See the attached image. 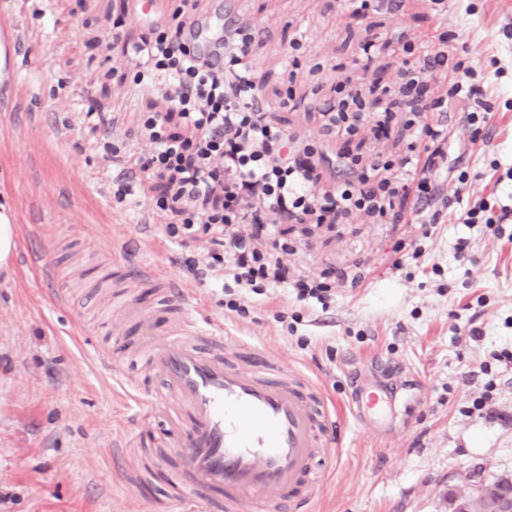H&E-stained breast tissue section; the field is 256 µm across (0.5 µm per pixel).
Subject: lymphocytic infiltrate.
Wrapping results in <instances>:
<instances>
[{"label": "lymphocytic infiltrate", "mask_w": 512, "mask_h": 512, "mask_svg": "<svg viewBox=\"0 0 512 512\" xmlns=\"http://www.w3.org/2000/svg\"><path fill=\"white\" fill-rule=\"evenodd\" d=\"M252 35L242 25L225 27L218 39L221 63H214L181 40L176 28L154 27L147 38L125 49L134 59L135 83L163 81L168 113L149 112L141 132L153 146L136 164L146 177L173 184L155 206L176 216L169 237L208 235L210 248L201 260V275L230 278L223 305L244 312L249 294L286 288L301 301L329 308L336 297V274L313 278L291 268L293 248L286 225L308 220L333 223L355 213L383 224L406 221L404 199L419 205L439 195L436 175L449 169L448 129L442 112L458 111L472 138L488 135L493 120L491 97L501 70L476 73L450 55L447 35L427 51L415 69L388 93L385 107L373 108L369 92L337 86L336 100L321 109L327 126L345 140L369 119L376 140L389 138L397 124L413 128L403 156L369 159L344 154L347 179L321 192L314 172L322 155L313 144L293 137L264 119L256 108L259 84L250 63ZM451 75L449 88L431 95L434 73ZM177 113L188 137L170 133L169 113Z\"/></svg>", "instance_id": "obj_1"}]
</instances>
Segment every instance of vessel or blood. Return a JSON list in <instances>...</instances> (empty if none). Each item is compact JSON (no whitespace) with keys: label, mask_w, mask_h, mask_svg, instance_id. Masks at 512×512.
<instances>
[{"label":"vessel or blood","mask_w":512,"mask_h":512,"mask_svg":"<svg viewBox=\"0 0 512 512\" xmlns=\"http://www.w3.org/2000/svg\"><path fill=\"white\" fill-rule=\"evenodd\" d=\"M135 274L163 284L181 313L179 337L148 345L171 396L168 435L182 450L177 499L187 512H250L258 501L277 510L297 502L335 403L295 371L271 369L262 348L225 334L223 324L199 322L178 282L151 266ZM230 346L245 348V365L225 361ZM352 401L358 417L373 424L394 407L381 387Z\"/></svg>","instance_id":"1"}]
</instances>
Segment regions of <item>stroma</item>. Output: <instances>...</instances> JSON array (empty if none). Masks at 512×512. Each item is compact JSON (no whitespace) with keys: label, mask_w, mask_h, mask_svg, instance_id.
I'll return each instance as SVG.
<instances>
[{"label":"stroma","mask_w":512,"mask_h":512,"mask_svg":"<svg viewBox=\"0 0 512 512\" xmlns=\"http://www.w3.org/2000/svg\"><path fill=\"white\" fill-rule=\"evenodd\" d=\"M239 20L254 34L251 59L259 101L288 135L317 144L326 158L322 182L337 181L334 161L404 153L413 132L396 126L388 139L369 132L351 142L329 134L320 105L337 84L390 86L406 58L394 33L415 45L448 34L465 46L467 63L491 59L512 68V0H374L367 15L347 0H239ZM10 23L21 33L17 52L0 51V204L10 208L19 246L0 269V512H180L175 491L154 468L164 444L163 417L134 416L113 371L162 401L161 380L143 349L142 320L168 332L173 314L162 291L129 270L151 265L175 278L203 320L265 347L272 365L301 373L332 401L378 382L396 393L393 417L368 427L345 414L327 439L337 448L333 470L319 471L308 512H449L448 494L473 471L512 474V365L494 362L512 350V222L504 237L443 216L420 263L392 266L399 241L418 227L372 223L355 214L341 224H296L288 234L291 265L310 275L328 267L367 269L357 286H340L329 309L297 301L286 290L250 295L247 312L224 311L221 289L200 283L187 264L205 238L167 236L170 216L151 204L167 185L142 178L135 162L150 143L138 132L146 112L166 108L158 90L135 85L124 44L148 31L133 19L130 0H14ZM381 48L370 69L359 60L368 33ZM294 95L296 106L285 105ZM486 139L456 161L468 171L471 199L512 208V180L495 182L491 160L512 168V110L502 85ZM119 140L130 161L106 169L103 145ZM125 198H118L119 185ZM38 225V238L28 235ZM467 241L470 263L456 247ZM52 268L45 280L37 258ZM63 302H54V294ZM300 314L294 331L280 316ZM477 327L479 337L468 336ZM110 353L114 370L94 360ZM491 363V375L480 372ZM482 416L468 415L484 390ZM124 445V469L136 474L123 491L112 450Z\"/></svg>","instance_id":"1"}]
</instances>
